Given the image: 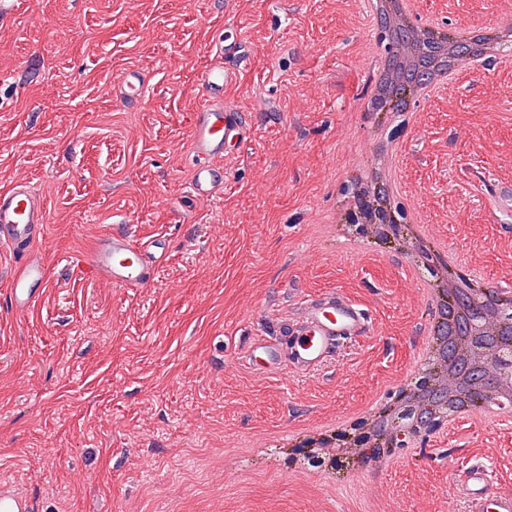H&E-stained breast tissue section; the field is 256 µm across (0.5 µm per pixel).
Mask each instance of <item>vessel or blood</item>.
<instances>
[{
  "mask_svg": "<svg viewBox=\"0 0 512 512\" xmlns=\"http://www.w3.org/2000/svg\"><path fill=\"white\" fill-rule=\"evenodd\" d=\"M211 52L212 62L198 76L201 102L191 117L190 150L195 159L191 190L201 201L214 198L223 189L224 171L216 161L246 127L243 115L225 100L237 72L225 66L224 59L237 55V47L218 34L212 38ZM148 81L146 70L124 71L113 82V96L123 105H138ZM46 222V203L31 183L20 182L0 191V253L10 257L8 299L11 308L19 312L33 311L48 292L47 268L34 249ZM167 255L166 238L139 244L118 228L95 242L84 259L85 272L120 288H143L156 279ZM369 332L368 314L360 304L338 291H326L309 301L301 320L287 325L283 342L256 337L247 350V361L271 375L304 377L321 370L341 348ZM451 480L468 512H512V494L493 490V475L487 465L467 464L453 472ZM0 512H33V508L27 495L0 479Z\"/></svg>",
  "mask_w": 512,
  "mask_h": 512,
  "instance_id": "obj_1",
  "label": "vessel or blood"
}]
</instances>
